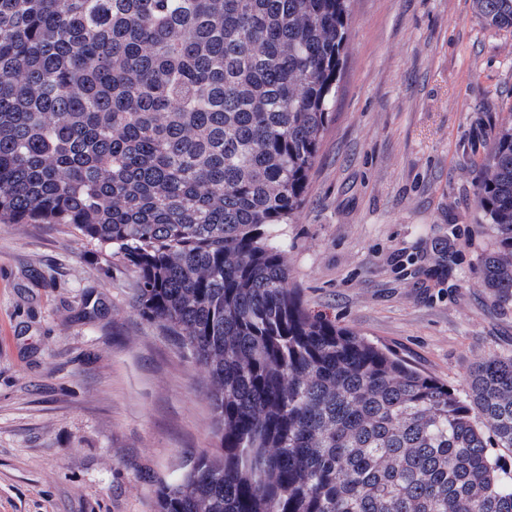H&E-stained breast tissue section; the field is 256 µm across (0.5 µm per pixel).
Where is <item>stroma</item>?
Returning a JSON list of instances; mask_svg holds the SVG:
<instances>
[{
    "label": "stroma",
    "mask_w": 512,
    "mask_h": 512,
    "mask_svg": "<svg viewBox=\"0 0 512 512\" xmlns=\"http://www.w3.org/2000/svg\"><path fill=\"white\" fill-rule=\"evenodd\" d=\"M336 116L286 227L307 309L469 392L512 354L475 171L512 115V33L472 0H352ZM135 274L60 224H0V512H156L217 443L206 372L131 307Z\"/></svg>",
    "instance_id": "stroma-1"
}]
</instances>
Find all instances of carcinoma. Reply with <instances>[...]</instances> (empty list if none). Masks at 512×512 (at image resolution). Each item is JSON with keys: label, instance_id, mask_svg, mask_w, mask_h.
<instances>
[{"label": "carcinoma", "instance_id": "carcinoma-1", "mask_svg": "<svg viewBox=\"0 0 512 512\" xmlns=\"http://www.w3.org/2000/svg\"><path fill=\"white\" fill-rule=\"evenodd\" d=\"M474 7L512 31V0ZM349 20V0H0V223L111 249L209 377L221 446L154 477L157 512H512V355L462 397L289 287ZM475 184L474 275L510 305L512 120Z\"/></svg>", "mask_w": 512, "mask_h": 512}]
</instances>
